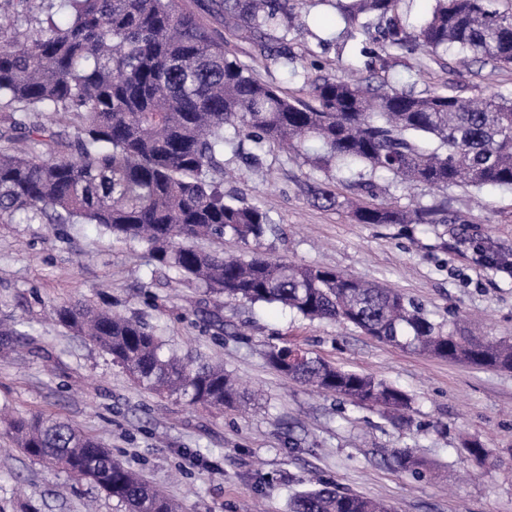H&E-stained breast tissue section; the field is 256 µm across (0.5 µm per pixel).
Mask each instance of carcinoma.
<instances>
[{
	"mask_svg": "<svg viewBox=\"0 0 512 512\" xmlns=\"http://www.w3.org/2000/svg\"><path fill=\"white\" fill-rule=\"evenodd\" d=\"M59 2L65 23L52 12ZM303 0H211L225 33L266 64L296 62L289 37L305 28ZM405 0H337L352 40L376 74L404 53L436 63L453 53L512 69V8L499 0H432L412 20ZM0 26V223L96 224L147 248L162 267L207 291L251 304L278 303L309 320H341L378 340L438 358L512 370L511 338L444 330L403 293L327 266L295 265L261 250L267 213L224 197L220 158L255 148L304 157L317 168L481 191L512 188V94L425 95L382 80L332 74L309 82L306 101L266 82L231 56L213 30L178 0H4ZM45 112L64 127L40 121ZM322 207L347 209L359 224H466L435 207L352 200L322 182ZM229 235L254 248L241 255L199 246ZM59 322L85 337L145 388L218 410L251 393L214 362L166 354L145 324L83 303L62 305ZM272 345L269 364L285 378L383 415L410 407L400 389L339 369L308 351ZM9 427L27 456L85 482L123 512H178L177 504L95 438L53 417H14ZM415 478L424 463L393 453ZM291 512H390L384 502L322 480L298 493Z\"/></svg>",
	"mask_w": 512,
	"mask_h": 512,
	"instance_id": "cac0c4a2",
	"label": "carcinoma"
}]
</instances>
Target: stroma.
Listing matches in <instances>:
<instances>
[{"mask_svg": "<svg viewBox=\"0 0 512 512\" xmlns=\"http://www.w3.org/2000/svg\"><path fill=\"white\" fill-rule=\"evenodd\" d=\"M303 9L310 21L292 43L294 69L272 66L264 79L304 99V76L366 74L333 0H306ZM386 77L418 94L441 85L466 98L512 93L510 70L480 60L463 69L452 56L438 65L421 51ZM257 154L253 164L225 154L222 178L225 194L259 206L277 225L263 250L396 289L464 335L512 336V277L477 261L488 244L512 253L511 189L382 181L378 199L438 205L471 221L360 224L314 204L310 188L325 174L305 159ZM75 302L148 324L165 349L223 363L261 398L217 412L155 395L57 322L55 307ZM1 323L29 336L0 350V408L74 423L162 487L180 512H289L313 476L394 512H512V370L448 361L347 323L213 295L93 224L0 223ZM283 341L403 390L410 423L285 381L265 357ZM470 441L491 449L490 459L469 456ZM394 449L413 451L427 476L400 470ZM89 502L97 512H122L89 484L26 456L0 424V512H85Z\"/></svg>", "mask_w": 512, "mask_h": 512, "instance_id": "35a3bbf8", "label": "stroma"}]
</instances>
